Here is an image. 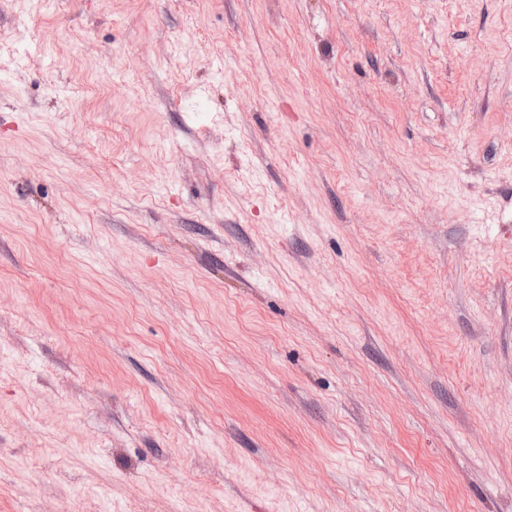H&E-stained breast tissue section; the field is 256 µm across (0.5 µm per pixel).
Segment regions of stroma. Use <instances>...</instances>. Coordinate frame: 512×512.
I'll return each mask as SVG.
<instances>
[{
    "instance_id": "obj_1",
    "label": "stroma",
    "mask_w": 512,
    "mask_h": 512,
    "mask_svg": "<svg viewBox=\"0 0 512 512\" xmlns=\"http://www.w3.org/2000/svg\"><path fill=\"white\" fill-rule=\"evenodd\" d=\"M0 512H512V0H0Z\"/></svg>"
}]
</instances>
